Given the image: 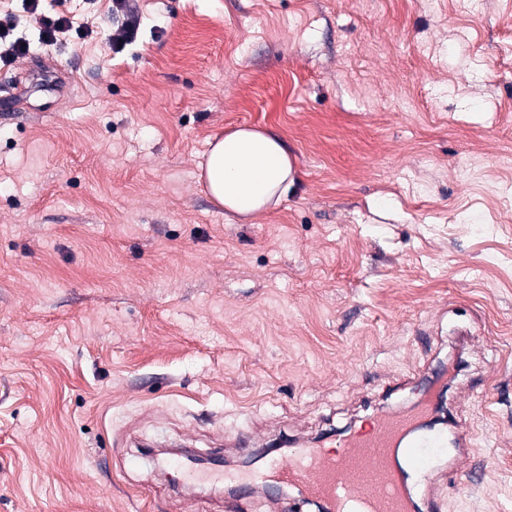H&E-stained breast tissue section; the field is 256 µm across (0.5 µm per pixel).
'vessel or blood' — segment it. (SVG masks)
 Returning <instances> with one entry per match:
<instances>
[{
    "mask_svg": "<svg viewBox=\"0 0 512 512\" xmlns=\"http://www.w3.org/2000/svg\"><path fill=\"white\" fill-rule=\"evenodd\" d=\"M421 413L381 416L368 429L329 445L272 456L265 470L233 481L234 492L289 487L301 494L295 512L312 502L330 512H444L447 469H434L431 451L445 447L438 431L424 429Z\"/></svg>",
    "mask_w": 512,
    "mask_h": 512,
    "instance_id": "1",
    "label": "vessel or blood"
}]
</instances>
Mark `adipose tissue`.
Segmentation results:
<instances>
[{"instance_id":"1","label":"adipose tissue","mask_w":512,"mask_h":512,"mask_svg":"<svg viewBox=\"0 0 512 512\" xmlns=\"http://www.w3.org/2000/svg\"><path fill=\"white\" fill-rule=\"evenodd\" d=\"M199 170L213 201L243 218L279 204L294 180L292 161L282 142L250 127L217 139Z\"/></svg>"}]
</instances>
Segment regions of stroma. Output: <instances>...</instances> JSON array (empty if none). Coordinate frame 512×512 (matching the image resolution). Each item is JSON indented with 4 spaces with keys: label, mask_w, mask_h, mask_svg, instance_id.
Instances as JSON below:
<instances>
[{
    "label": "stroma",
    "mask_w": 512,
    "mask_h": 512,
    "mask_svg": "<svg viewBox=\"0 0 512 512\" xmlns=\"http://www.w3.org/2000/svg\"><path fill=\"white\" fill-rule=\"evenodd\" d=\"M44 0L91 37L0 63V512H224L152 448L240 473L444 397L512 512V0ZM280 139L252 219L197 180L213 137ZM129 2V0L112 1V11L121 13L124 18L121 28H118L117 33L113 34L110 40L115 50L134 42L140 29L141 18Z\"/></svg>",
    "instance_id": "obj_1"
}]
</instances>
